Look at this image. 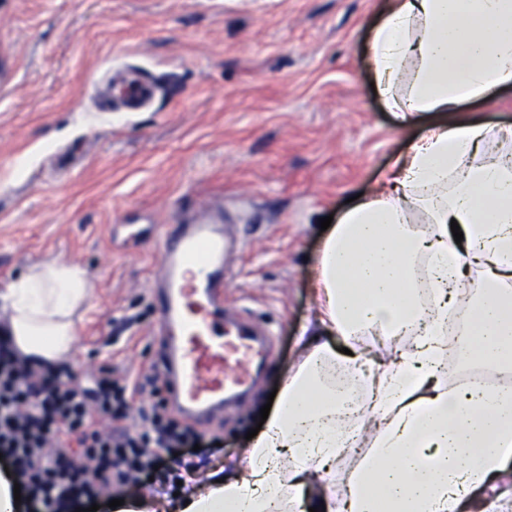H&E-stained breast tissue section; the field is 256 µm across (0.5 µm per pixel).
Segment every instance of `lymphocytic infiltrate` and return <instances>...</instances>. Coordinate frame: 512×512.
<instances>
[{
    "label": "lymphocytic infiltrate",
    "mask_w": 512,
    "mask_h": 512,
    "mask_svg": "<svg viewBox=\"0 0 512 512\" xmlns=\"http://www.w3.org/2000/svg\"><path fill=\"white\" fill-rule=\"evenodd\" d=\"M147 391L157 396V375L121 385L106 369L84 380L63 367L34 369L0 331V465L14 473L22 499L43 512H74L110 497L113 484H138L156 469L171 483L192 476L193 464L169 451L194 444L197 433L163 402L135 404ZM132 416L137 432L101 427Z\"/></svg>",
    "instance_id": "f902f5d3"
}]
</instances>
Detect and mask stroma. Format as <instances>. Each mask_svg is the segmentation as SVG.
<instances>
[{"instance_id": "35a3bbf8", "label": "stroma", "mask_w": 512, "mask_h": 512, "mask_svg": "<svg viewBox=\"0 0 512 512\" xmlns=\"http://www.w3.org/2000/svg\"><path fill=\"white\" fill-rule=\"evenodd\" d=\"M388 0H0V290L79 264L93 307L67 361L132 380L158 346L150 288L167 225L223 206L241 258L224 305L274 334L247 401L178 456L242 457L315 323L320 220L367 191L434 113L397 127L366 51ZM134 72L155 93L125 111ZM451 120L512 126V90Z\"/></svg>"}]
</instances>
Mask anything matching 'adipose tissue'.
<instances>
[{"mask_svg": "<svg viewBox=\"0 0 512 512\" xmlns=\"http://www.w3.org/2000/svg\"><path fill=\"white\" fill-rule=\"evenodd\" d=\"M367 63L400 126L495 100L512 88V0H390ZM494 141L511 142L512 127L443 119L396 156L325 231L316 324L244 457L187 484L177 505L128 498L115 512H502L512 493L475 496L512 477V157L484 156ZM90 302L74 263L30 267L0 292L15 348L42 367L67 360ZM367 336L381 341L368 371ZM405 336L415 342L398 350ZM452 354L500 384L447 378ZM337 368L365 390L359 419L329 382ZM352 442L367 452L336 483Z\"/></svg>", "mask_w": 512, "mask_h": 512, "instance_id": "adipose-tissue-1", "label": "adipose tissue"}]
</instances>
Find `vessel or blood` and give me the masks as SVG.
Here are the masks:
<instances>
[{
    "label": "vessel or blood",
    "mask_w": 512,
    "mask_h": 512,
    "mask_svg": "<svg viewBox=\"0 0 512 512\" xmlns=\"http://www.w3.org/2000/svg\"><path fill=\"white\" fill-rule=\"evenodd\" d=\"M126 108L147 102L152 88L138 75L121 83ZM233 246L224 210L169 225L151 296L160 343L156 370L171 409L198 426L223 416L228 398H242L256 367L270 354L268 334L224 317V283Z\"/></svg>",
    "instance_id": "vessel-or-blood-1"
}]
</instances>
